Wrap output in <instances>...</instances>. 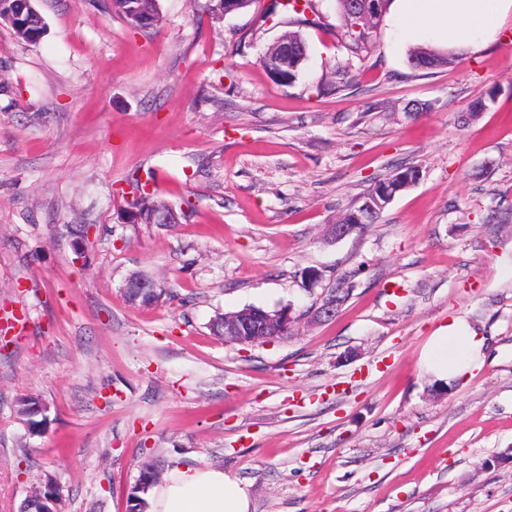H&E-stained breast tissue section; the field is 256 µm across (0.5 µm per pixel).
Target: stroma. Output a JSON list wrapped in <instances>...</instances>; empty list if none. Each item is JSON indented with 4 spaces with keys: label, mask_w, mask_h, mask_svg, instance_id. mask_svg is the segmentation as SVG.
<instances>
[{
    "label": "stroma",
    "mask_w": 512,
    "mask_h": 512,
    "mask_svg": "<svg viewBox=\"0 0 512 512\" xmlns=\"http://www.w3.org/2000/svg\"><path fill=\"white\" fill-rule=\"evenodd\" d=\"M316 2L289 84L262 65L284 30L268 0L219 20L160 0L137 30L111 0H33L35 43L0 24V512L49 481L62 512H126L152 458L239 477L252 512H512V15L435 70L382 23L334 91L339 8ZM408 167L376 223L331 239ZM134 175L179 223L122 222ZM134 272L172 297L130 304ZM247 306L290 307V334L211 333ZM453 317L485 362L440 386L418 360ZM27 393L49 409L37 436L14 412ZM418 179L419 170L410 167L396 172L385 180L377 182L367 194L364 203L357 210L345 214L338 223H351L354 219V214L361 217L362 223L360 224L374 223L395 195L411 186ZM338 223L330 225V235L333 238L346 236L360 227L358 221H355L356 224Z\"/></svg>",
    "instance_id": "stroma-1"
}]
</instances>
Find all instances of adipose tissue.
Instances as JSON below:
<instances>
[{"mask_svg": "<svg viewBox=\"0 0 512 512\" xmlns=\"http://www.w3.org/2000/svg\"><path fill=\"white\" fill-rule=\"evenodd\" d=\"M512 14V0H391L387 16L396 42L475 51L496 39ZM485 339L468 322L454 318L439 326L422 351L419 366L450 385L481 367ZM149 512H251L244 484L223 469H175L149 492Z\"/></svg>", "mask_w": 512, "mask_h": 512, "instance_id": "ef3b65f1", "label": "adipose tissue"}]
</instances>
